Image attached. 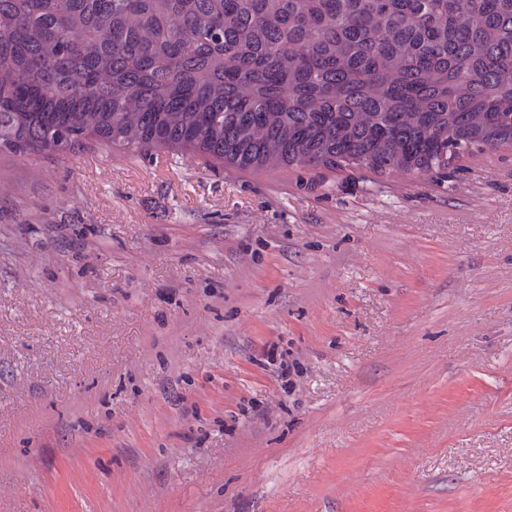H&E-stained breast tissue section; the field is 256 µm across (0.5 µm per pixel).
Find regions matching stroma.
I'll return each instance as SVG.
<instances>
[{
  "label": "stroma",
  "mask_w": 512,
  "mask_h": 512,
  "mask_svg": "<svg viewBox=\"0 0 512 512\" xmlns=\"http://www.w3.org/2000/svg\"><path fill=\"white\" fill-rule=\"evenodd\" d=\"M0 512H512V145L0 148Z\"/></svg>",
  "instance_id": "35a3bbf8"
}]
</instances>
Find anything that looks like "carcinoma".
Returning <instances> with one entry per match:
<instances>
[{
	"instance_id": "cac0c4a2",
	"label": "carcinoma",
	"mask_w": 512,
	"mask_h": 512,
	"mask_svg": "<svg viewBox=\"0 0 512 512\" xmlns=\"http://www.w3.org/2000/svg\"><path fill=\"white\" fill-rule=\"evenodd\" d=\"M427 174L512 144V0H0V147Z\"/></svg>"
}]
</instances>
